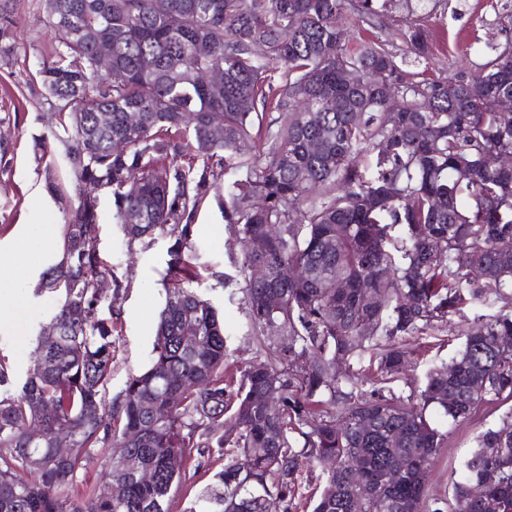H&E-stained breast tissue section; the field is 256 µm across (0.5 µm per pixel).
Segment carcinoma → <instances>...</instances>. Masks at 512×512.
<instances>
[{
    "instance_id": "carcinoma-1",
    "label": "carcinoma",
    "mask_w": 512,
    "mask_h": 512,
    "mask_svg": "<svg viewBox=\"0 0 512 512\" xmlns=\"http://www.w3.org/2000/svg\"><path fill=\"white\" fill-rule=\"evenodd\" d=\"M375 0H41L58 34L39 63L48 98L71 103L60 126L34 139L65 148L75 186L60 258L39 291L56 293V339L14 392L0 364V512H171L182 477L170 461L234 448L192 512H293L303 468L325 466L313 512H421L448 431L428 410L462 423L487 397L512 399V315L478 317L449 363L421 388L404 381L399 341L422 336L484 295L512 290V43L467 76L411 78L381 40ZM439 0H402L425 15ZM13 0H0V62L16 44ZM356 17L353 30L336 26ZM112 41V73L93 69L96 40ZM404 38L425 57V30ZM224 69L215 90L195 71ZM406 100L390 111L386 90ZM111 121L104 126L100 113ZM138 113L135 123L128 114ZM231 174L233 179L223 181ZM128 242L168 241L165 305L149 366L106 398L121 282L96 250L98 197ZM224 196V222L242 249V301L264 359L224 387V321L194 291L199 213ZM267 269L264 280L250 271ZM302 276L285 279L284 267ZM344 287H336V280ZM378 298L362 302L363 290ZM195 339L189 346L186 338ZM369 358L373 379L336 373ZM277 401L269 407L264 395ZM55 412L41 417L40 405ZM37 422L40 438L27 428ZM67 436L71 455L55 456ZM115 441L106 481L123 485L82 504L68 494L90 451ZM39 481L21 477L30 452ZM150 471H128L127 457ZM451 512H512V408L460 462ZM481 486V493L473 492Z\"/></svg>"
}]
</instances>
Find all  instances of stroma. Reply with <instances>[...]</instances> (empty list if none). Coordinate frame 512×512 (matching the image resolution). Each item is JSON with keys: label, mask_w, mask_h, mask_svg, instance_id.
I'll list each match as a JSON object with an SVG mask.
<instances>
[{"label": "stroma", "mask_w": 512, "mask_h": 512, "mask_svg": "<svg viewBox=\"0 0 512 512\" xmlns=\"http://www.w3.org/2000/svg\"><path fill=\"white\" fill-rule=\"evenodd\" d=\"M14 21L18 49L8 64L0 66V143L8 147L0 160V253L24 246L29 268L17 273L16 284L0 285V306L8 305L20 291L29 295L32 309L19 328L0 327V364L20 383L34 364L36 338L49 325L57 306L56 296L35 293L41 273L58 259L57 253L45 246L43 227L60 226L65 220L63 203L46 190L45 169L53 167L65 185L70 182V174L63 148L57 142L49 143L45 160L36 159L32 151L34 137L47 133L56 123L36 74L39 62L51 51L55 35L44 25L39 0H18ZM420 24L426 29L429 42V52L423 59L407 51L403 34L408 19L400 9L385 10L382 28L365 31L363 37L386 41L390 49L405 55L407 72H422L431 78L460 75L484 63L492 47L512 35V0H449L434 13L421 16ZM99 197L96 247L122 283L116 305L115 358L107 385L108 397L115 399L128 378L142 372L150 361L165 300L167 241L158 239L147 248L128 245L120 227L112 222L109 194L103 191ZM240 252L241 246L229 233L215 202H207L199 214L192 253L200 272L197 291L224 318L228 368L232 371L263 355L257 337L251 333L244 304L233 296L240 286L235 279ZM500 311L512 313V297L504 295L466 309L463 315L449 317L438 333L445 341L444 347L431 349L410 370V378L416 385H423L429 364L449 361L457 353L464 342L458 334L459 323L470 324L479 315ZM507 408L505 402L487 401L478 405L469 420L449 426L448 446L429 476V497L452 500L460 461L474 450L478 436L497 423ZM114 453L109 442L91 450L69 490L72 500L85 501L99 487ZM223 465V457L215 451L206 455L201 465L187 463L181 483L172 490V512H189Z\"/></svg>", "instance_id": "35a3bbf8"}]
</instances>
